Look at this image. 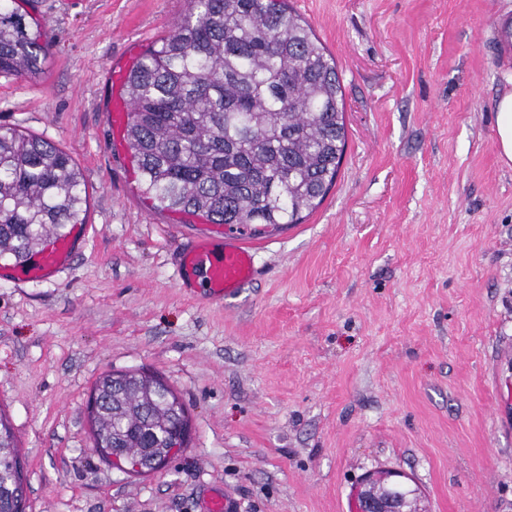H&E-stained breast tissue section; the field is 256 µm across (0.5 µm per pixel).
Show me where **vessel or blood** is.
Segmentation results:
<instances>
[{"instance_id": "1", "label": "vessel or blood", "mask_w": 512, "mask_h": 512, "mask_svg": "<svg viewBox=\"0 0 512 512\" xmlns=\"http://www.w3.org/2000/svg\"><path fill=\"white\" fill-rule=\"evenodd\" d=\"M264 224H214L195 236L179 256L177 273L184 287L202 288L213 301L234 295L256 275L254 241L272 233ZM83 226L52 238L42 252L15 269L19 281H44L63 271L84 236Z\"/></svg>"}]
</instances>
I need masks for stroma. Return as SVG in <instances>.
<instances>
[{"mask_svg": "<svg viewBox=\"0 0 512 512\" xmlns=\"http://www.w3.org/2000/svg\"><path fill=\"white\" fill-rule=\"evenodd\" d=\"M336 60L346 146L335 183L273 235L253 281L213 302L178 285L202 218L157 210L108 119L129 70L187 0H10L49 40L43 74L0 75V128L74 160L84 242L49 281L0 261V410L26 512H353L396 470L423 512H512V0H289ZM161 376L188 447L146 476L92 446L108 372ZM496 146L506 164L512 162V93L501 95L496 102Z\"/></svg>", "mask_w": 512, "mask_h": 512, "instance_id": "stroma-1", "label": "stroma"}]
</instances>
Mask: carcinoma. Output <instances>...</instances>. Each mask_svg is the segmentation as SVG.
I'll list each match as a JSON object with an SVG mask.
<instances>
[{
  "label": "carcinoma",
  "instance_id": "1",
  "mask_svg": "<svg viewBox=\"0 0 512 512\" xmlns=\"http://www.w3.org/2000/svg\"><path fill=\"white\" fill-rule=\"evenodd\" d=\"M187 14L129 70L126 141L164 211L212 224H297L335 182L346 146L335 60L285 0H189ZM47 49L0 4V74L35 78ZM87 198L63 149L0 130V260L28 261L81 218ZM88 412L94 448L149 472L187 446L185 404L161 378L110 373ZM381 496L415 498L384 480ZM17 440L0 412V512H24Z\"/></svg>",
  "mask_w": 512,
  "mask_h": 512
}]
</instances>
